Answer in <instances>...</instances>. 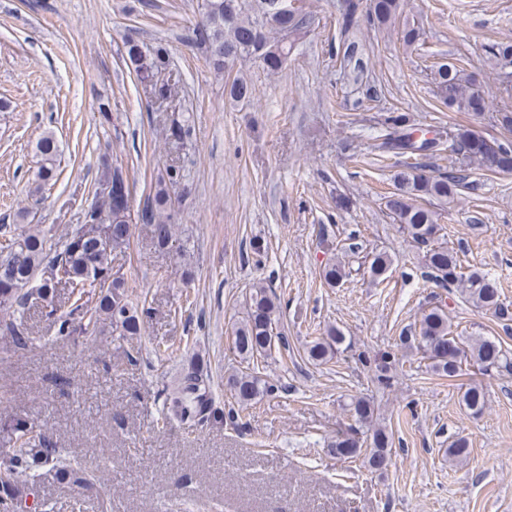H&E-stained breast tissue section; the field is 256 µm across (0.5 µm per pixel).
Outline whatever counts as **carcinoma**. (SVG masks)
<instances>
[{
	"instance_id": "obj_1",
	"label": "carcinoma",
	"mask_w": 512,
	"mask_h": 512,
	"mask_svg": "<svg viewBox=\"0 0 512 512\" xmlns=\"http://www.w3.org/2000/svg\"><path fill=\"white\" fill-rule=\"evenodd\" d=\"M208 17L198 22L188 35L190 42L203 49L208 64L227 75L225 91L238 104L249 99V87L244 66L260 61L270 73L284 67L296 40L306 35L312 24L309 10L277 15L272 13L271 0H206ZM373 8L364 12L363 0H344L341 14V51L346 67L354 78H360L366 69L355 33L361 22L381 28L392 25L402 15V0H372ZM126 56L139 79L154 76L166 65L168 50L159 45L150 48L131 38L124 40ZM433 82L440 102L463 112H485V97L473 87L465 69L452 62L439 65L433 72ZM386 134L382 146L395 154L429 153L438 155L440 142L419 138L407 114L389 112L384 118ZM40 157L38 180L45 186L56 175L58 142L52 131L37 141ZM452 150L462 153L469 164L488 172H512V140L498 141V148H489L483 136L470 129H458L452 136ZM181 169L170 167L158 181L155 192L147 198L142 212L153 242L166 249L174 241V209L169 190L182 180ZM103 182H120L129 188L128 171L115 162L103 168ZM468 175L461 171H438L432 174L415 172L405 166L393 177V188L382 200L384 207L399 224V230L418 247L425 249L424 277L447 288L460 290L467 302L485 308L508 325L512 321V306L500 298L497 284L478 272H461L460 261L441 246L442 225L440 213L432 202L445 205L468 186ZM103 214L112 215L104 235H93L80 224L60 240L49 232L36 228L21 233L7 224L0 225V338L15 353L27 349L33 341L32 331L24 317L30 300H43L45 315L57 326L61 340L77 341L100 324L107 323L112 334L138 336L141 334L143 313L139 311L141 293L127 285L114 271V255L130 245L134 225L127 220L126 208L113 197L93 195L87 204L84 219L96 220ZM353 243L340 247V256L322 270L327 285L341 286L349 278L346 255L356 253ZM392 265L390 257L378 253L369 259L372 280L382 282ZM43 275L34 288L28 287L37 275ZM281 299L268 286H256L251 295L247 318L235 330L234 348L245 360L268 358L272 352L288 349V337L274 332L276 314ZM343 333L332 327L322 336H316L307 345L308 358L315 363H327L343 352ZM418 350L430 361L432 372L448 379L462 375L463 363L471 360L486 372L512 375V353L502 348L501 342L476 337L463 344L453 335L448 312L436 305L422 313L418 335L413 337ZM225 393L233 406L225 411L215 404L208 372L197 363L182 368L171 390L163 392L160 422L168 426L174 422L189 428H204L224 422L236 423V407L248 406L261 396L272 395L277 387L260 378L255 370H237L225 378ZM467 409L477 415L486 407L485 393L476 382L463 394ZM349 412L354 424L336 435L329 448L344 459L365 457L374 469L387 464L393 445V435L387 429L374 425V408L365 397L350 403ZM12 447L0 475V512H20L23 499L30 488L18 478L30 475L39 468L62 479L81 475L89 483L94 475L87 474L69 452L57 446L51 436L27 418L17 417L9 425ZM470 453L464 437L448 445V458L461 461Z\"/></svg>"
}]
</instances>
